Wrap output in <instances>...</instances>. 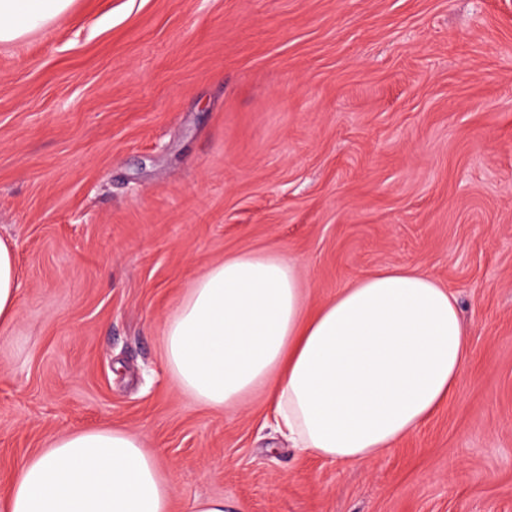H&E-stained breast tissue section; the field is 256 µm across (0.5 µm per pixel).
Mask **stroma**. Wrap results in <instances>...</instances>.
<instances>
[{"label": "stroma", "mask_w": 512, "mask_h": 512, "mask_svg": "<svg viewBox=\"0 0 512 512\" xmlns=\"http://www.w3.org/2000/svg\"><path fill=\"white\" fill-rule=\"evenodd\" d=\"M0 491L60 434L138 433L171 512H512V0H74L0 45ZM298 261L316 307L433 274L472 359L370 465L288 447L262 395L203 407L163 324L212 263ZM18 264L13 247L0 239V333L6 332L17 314ZM191 512H244V505L233 497H206L195 500Z\"/></svg>", "instance_id": "1"}]
</instances>
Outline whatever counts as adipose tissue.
Returning <instances> with one entry per match:
<instances>
[{
    "label": "adipose tissue",
    "mask_w": 512,
    "mask_h": 512,
    "mask_svg": "<svg viewBox=\"0 0 512 512\" xmlns=\"http://www.w3.org/2000/svg\"><path fill=\"white\" fill-rule=\"evenodd\" d=\"M72 0H0V43L61 19ZM18 264L0 240V333L17 314ZM178 387L213 410L263 391L302 453L369 464L453 397L471 345L454 292L432 274H365L308 310L296 261L244 252L213 263L164 322ZM172 489L136 433L70 431L24 459L0 512H171Z\"/></svg>",
    "instance_id": "ef3b65f1"
}]
</instances>
